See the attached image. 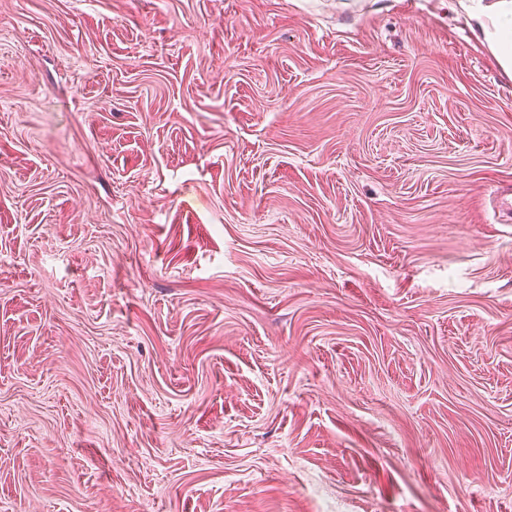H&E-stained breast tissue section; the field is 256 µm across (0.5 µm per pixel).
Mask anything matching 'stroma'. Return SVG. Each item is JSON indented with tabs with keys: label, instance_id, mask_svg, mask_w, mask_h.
Masks as SVG:
<instances>
[{
	"label": "stroma",
	"instance_id": "obj_1",
	"mask_svg": "<svg viewBox=\"0 0 512 512\" xmlns=\"http://www.w3.org/2000/svg\"><path fill=\"white\" fill-rule=\"evenodd\" d=\"M0 512H512L453 0H0Z\"/></svg>",
	"mask_w": 512,
	"mask_h": 512
}]
</instances>
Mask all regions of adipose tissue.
<instances>
[{
	"label": "adipose tissue",
	"mask_w": 512,
	"mask_h": 512,
	"mask_svg": "<svg viewBox=\"0 0 512 512\" xmlns=\"http://www.w3.org/2000/svg\"><path fill=\"white\" fill-rule=\"evenodd\" d=\"M499 65L512 75V0H458Z\"/></svg>",
	"instance_id": "adipose-tissue-1"
}]
</instances>
